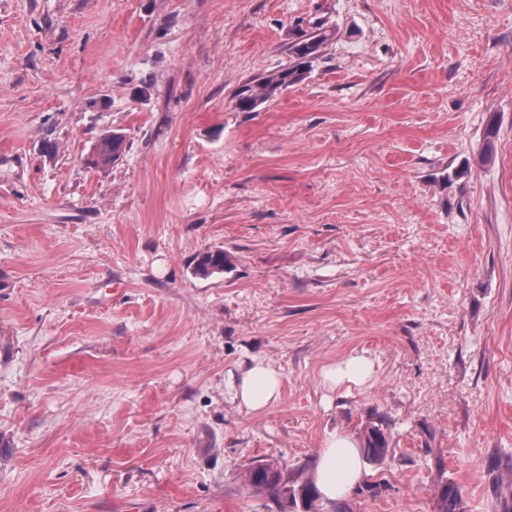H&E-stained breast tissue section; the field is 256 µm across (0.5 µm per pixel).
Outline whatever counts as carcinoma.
Returning a JSON list of instances; mask_svg holds the SVG:
<instances>
[{"label":"carcinoma","mask_w":512,"mask_h":512,"mask_svg":"<svg viewBox=\"0 0 512 512\" xmlns=\"http://www.w3.org/2000/svg\"><path fill=\"white\" fill-rule=\"evenodd\" d=\"M329 37L328 31L319 23L311 30L299 33L288 46V67L244 82L233 95L235 108L240 112H254L276 92L298 82L311 63L321 57ZM497 133L495 125L488 127L479 153L480 160L485 163L493 158ZM126 147L123 135L117 132L107 134L95 144L93 162L98 165L115 162L124 154ZM225 264L226 257L223 251L206 252L198 258L195 273L208 276L222 272ZM362 449L366 460L382 462L390 451V436L378 426L369 427L362 435ZM243 481L253 493L271 499L276 504L278 512H288L300 502L303 503L305 512H320L312 482L300 476L291 480L285 478L284 473L272 461H259L249 467L243 474ZM437 504L438 512H464L461 492L452 483L438 487Z\"/></svg>","instance_id":"cac0c4a2"}]
</instances>
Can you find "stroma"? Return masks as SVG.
I'll list each match as a JSON object with an SVG mask.
<instances>
[{
	"label": "stroma",
	"mask_w": 512,
	"mask_h": 512,
	"mask_svg": "<svg viewBox=\"0 0 512 512\" xmlns=\"http://www.w3.org/2000/svg\"><path fill=\"white\" fill-rule=\"evenodd\" d=\"M255 359L282 394L251 411ZM371 426L349 512L512 498V0H0V512H277L249 467ZM329 37L328 30L319 23L310 31L299 33L288 46L291 61L288 67L244 82L233 95L235 108L240 112H254L277 91L298 82L311 63L321 57ZM126 141L123 135L117 132L101 137L94 147V159L96 164L107 165L121 158L126 151ZM226 262L227 260L223 251L206 252L198 258L195 273L201 276H208L215 272H222L224 271ZM231 388L240 405L260 410L279 400L281 375L270 363L255 359L236 377L231 375ZM370 373L371 365L366 359L352 358L346 363L345 368L339 369L337 373L336 369L329 370L325 373L324 380L334 386H336V383L345 380L359 384L364 382L369 377ZM361 439L366 460L377 463L387 458L390 451V436L382 428L378 426L367 428ZM437 504L438 512H464L461 492L453 483L438 487Z\"/></svg>",
	"instance_id": "obj_1"
}]
</instances>
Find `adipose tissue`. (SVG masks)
Here are the masks:
<instances>
[{
	"label": "adipose tissue",
	"mask_w": 512,
	"mask_h": 512,
	"mask_svg": "<svg viewBox=\"0 0 512 512\" xmlns=\"http://www.w3.org/2000/svg\"><path fill=\"white\" fill-rule=\"evenodd\" d=\"M231 388L241 405L260 410L279 400L281 375L270 363L256 359L232 378ZM363 479L362 454L357 441L349 435L330 434L313 471L321 496L327 500L342 497Z\"/></svg>",
	"instance_id": "obj_1"
}]
</instances>
